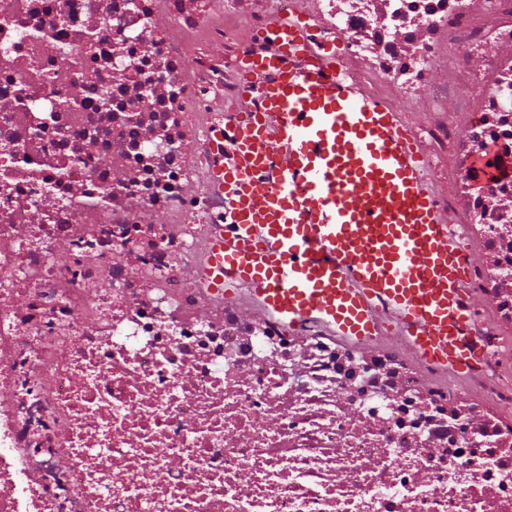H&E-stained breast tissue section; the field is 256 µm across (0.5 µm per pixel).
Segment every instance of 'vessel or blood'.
I'll use <instances>...</instances> for the list:
<instances>
[{
  "label": "vessel or blood",
  "mask_w": 512,
  "mask_h": 512,
  "mask_svg": "<svg viewBox=\"0 0 512 512\" xmlns=\"http://www.w3.org/2000/svg\"><path fill=\"white\" fill-rule=\"evenodd\" d=\"M255 59L261 107L242 113L214 178L231 221L210 248L211 288L245 290L289 332L305 323L365 345L391 330L417 359L463 372L472 301L465 256L440 214L400 111L313 66L298 27Z\"/></svg>",
  "instance_id": "obj_1"
}]
</instances>
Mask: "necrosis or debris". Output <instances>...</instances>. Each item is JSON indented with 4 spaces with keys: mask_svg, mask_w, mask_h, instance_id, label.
I'll return each instance as SVG.
<instances>
[{
    "mask_svg": "<svg viewBox=\"0 0 512 512\" xmlns=\"http://www.w3.org/2000/svg\"><path fill=\"white\" fill-rule=\"evenodd\" d=\"M441 172L481 357L211 293L218 134L278 26ZM512 0H0V512H512Z\"/></svg>",
    "mask_w": 512,
    "mask_h": 512,
    "instance_id": "1",
    "label": "necrosis or debris"
}]
</instances>
